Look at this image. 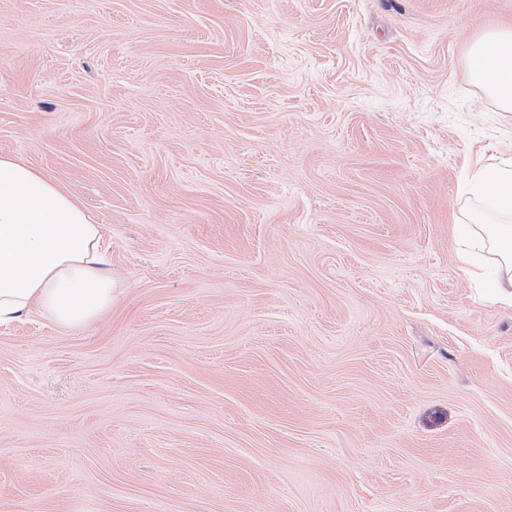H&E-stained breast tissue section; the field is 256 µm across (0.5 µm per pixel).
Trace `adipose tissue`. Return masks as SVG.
I'll return each instance as SVG.
<instances>
[{"label": "adipose tissue", "mask_w": 512, "mask_h": 512, "mask_svg": "<svg viewBox=\"0 0 512 512\" xmlns=\"http://www.w3.org/2000/svg\"><path fill=\"white\" fill-rule=\"evenodd\" d=\"M466 69L512 112V24L473 38ZM462 194L456 233L467 271L512 304V161L474 165ZM114 286L100 225L40 170L0 155V325L37 315L80 328L111 309Z\"/></svg>", "instance_id": "1"}]
</instances>
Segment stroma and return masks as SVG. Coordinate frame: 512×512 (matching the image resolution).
Returning <instances> with one entry per match:
<instances>
[{"instance_id": "35a3bbf8", "label": "stroma", "mask_w": 512, "mask_h": 512, "mask_svg": "<svg viewBox=\"0 0 512 512\" xmlns=\"http://www.w3.org/2000/svg\"><path fill=\"white\" fill-rule=\"evenodd\" d=\"M512 0H0V154L104 225L111 310L0 326V512H512ZM470 81L504 112H512V24L489 27L467 47ZM462 194L456 233L467 271L499 300L512 304V161L474 165ZM478 249L494 254L493 273L476 263Z\"/></svg>"}]
</instances>
